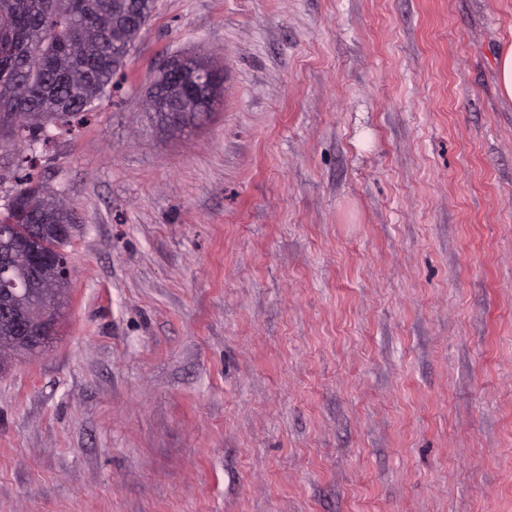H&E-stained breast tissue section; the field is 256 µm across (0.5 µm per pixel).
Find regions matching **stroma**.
<instances>
[{
    "instance_id": "stroma-1",
    "label": "stroma",
    "mask_w": 512,
    "mask_h": 512,
    "mask_svg": "<svg viewBox=\"0 0 512 512\" xmlns=\"http://www.w3.org/2000/svg\"><path fill=\"white\" fill-rule=\"evenodd\" d=\"M512 0H156L110 96L0 151L69 303L0 370V512H512ZM221 68L167 134L159 64ZM496 72L500 96L512 100V44L503 46L498 51ZM166 89L162 88L161 86L155 84L154 82L151 83V86L149 87V90L146 95L145 99V107L149 112H154L158 118L161 119L162 122H165L167 127H169L172 130L169 131H179L182 130L181 128L186 126V123L183 122H174V121H168L165 119V113H161L162 107H161V93L165 94ZM73 220V210L68 207L60 191L43 183L29 182L24 188H20L0 213V238L11 233L10 224H16L19 236L25 235L29 224H36L34 229L37 235L60 250L64 241L57 238L58 226L73 224Z\"/></svg>"
}]
</instances>
